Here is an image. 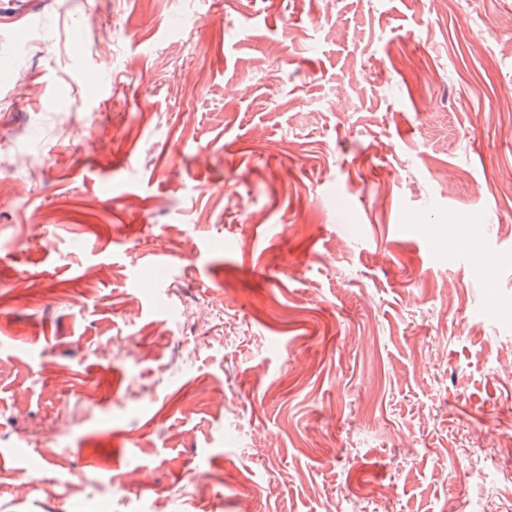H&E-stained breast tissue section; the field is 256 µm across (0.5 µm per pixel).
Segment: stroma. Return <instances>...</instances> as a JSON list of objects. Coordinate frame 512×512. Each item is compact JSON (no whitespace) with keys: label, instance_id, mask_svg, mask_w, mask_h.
Listing matches in <instances>:
<instances>
[{"label":"stroma","instance_id":"stroma-1","mask_svg":"<svg viewBox=\"0 0 512 512\" xmlns=\"http://www.w3.org/2000/svg\"><path fill=\"white\" fill-rule=\"evenodd\" d=\"M20 2L0 512L512 503V0Z\"/></svg>","mask_w":512,"mask_h":512}]
</instances>
